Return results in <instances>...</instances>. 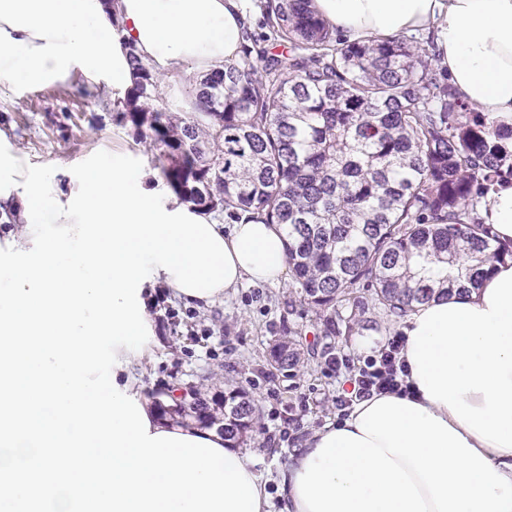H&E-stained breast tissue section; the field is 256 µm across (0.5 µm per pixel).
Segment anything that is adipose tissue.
I'll return each mask as SVG.
<instances>
[{"mask_svg": "<svg viewBox=\"0 0 512 512\" xmlns=\"http://www.w3.org/2000/svg\"><path fill=\"white\" fill-rule=\"evenodd\" d=\"M342 39L431 33L438 63L474 109L512 124V0H313ZM252 0H0V92L73 69L133 82L130 55L162 79L239 62ZM480 216L512 240V184ZM222 234L243 283L287 272L279 225L245 218ZM406 396L358 402L278 475L282 512H512V260L480 287L420 305L399 324Z\"/></svg>", "mask_w": 512, "mask_h": 512, "instance_id": "ef3b65f1", "label": "adipose tissue"}]
</instances>
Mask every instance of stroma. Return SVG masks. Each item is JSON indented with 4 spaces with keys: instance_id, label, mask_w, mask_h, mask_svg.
Instances as JSON below:
<instances>
[{
    "instance_id": "35a3bbf8",
    "label": "stroma",
    "mask_w": 512,
    "mask_h": 512,
    "mask_svg": "<svg viewBox=\"0 0 512 512\" xmlns=\"http://www.w3.org/2000/svg\"><path fill=\"white\" fill-rule=\"evenodd\" d=\"M113 97L111 80L95 82L76 69L66 83L0 96V131L30 163L61 172L100 150L152 162L149 145L121 123ZM359 296L365 306L360 324L332 340L336 354L357 366L396 332L369 291ZM149 312L157 343L140 372L143 392L193 384L212 395L228 385L244 387L262 406L259 432L246 450L268 483H275L295 448L338 419L335 399L343 380L318 355L330 340L291 281L246 282L224 302L202 308L160 286ZM291 330L301 332L312 351L295 373L268 363L270 345Z\"/></svg>"
}]
</instances>
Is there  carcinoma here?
I'll return each mask as SVG.
<instances>
[{"label": "carcinoma", "instance_id": "cac0c4a2", "mask_svg": "<svg viewBox=\"0 0 512 512\" xmlns=\"http://www.w3.org/2000/svg\"><path fill=\"white\" fill-rule=\"evenodd\" d=\"M255 7L263 32L245 26L241 60L222 71L164 85L129 55L122 120L184 202L280 225L293 287L328 336L339 322L353 330L360 288L397 321L512 259V242L478 215L491 189L512 182V127L465 104L419 41L343 44L313 0ZM270 358L304 364L297 333ZM196 398L198 424L224 427L234 447L252 437L258 405L243 388ZM150 399L184 420L183 402Z\"/></svg>", "mask_w": 512, "mask_h": 512}]
</instances>
